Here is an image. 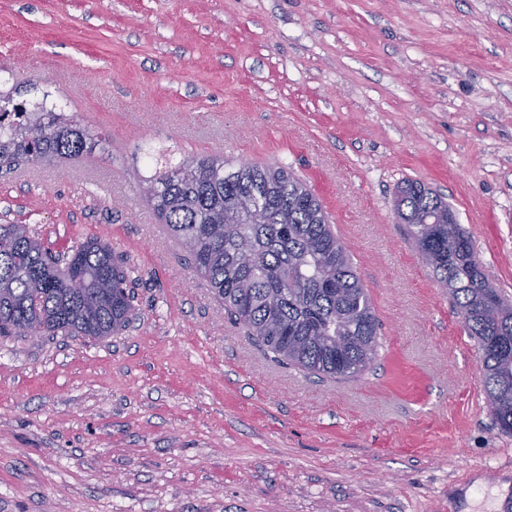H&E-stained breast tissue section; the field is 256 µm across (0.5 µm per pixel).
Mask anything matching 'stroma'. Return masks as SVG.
I'll use <instances>...</instances> for the list:
<instances>
[{"label":"stroma","mask_w":512,"mask_h":512,"mask_svg":"<svg viewBox=\"0 0 512 512\" xmlns=\"http://www.w3.org/2000/svg\"><path fill=\"white\" fill-rule=\"evenodd\" d=\"M0 68L90 157L0 169V224L131 268L103 341L0 338V512H458L512 474L473 341L394 211L445 197L512 301V0H0ZM290 167L353 253L379 356L334 382L235 327L140 194L148 147Z\"/></svg>","instance_id":"1"}]
</instances>
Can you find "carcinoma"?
I'll use <instances>...</instances> for the list:
<instances>
[{
	"label": "carcinoma",
	"mask_w": 512,
	"mask_h": 512,
	"mask_svg": "<svg viewBox=\"0 0 512 512\" xmlns=\"http://www.w3.org/2000/svg\"><path fill=\"white\" fill-rule=\"evenodd\" d=\"M0 90V166L93 154L102 134L66 109ZM140 192L185 248L191 266L233 322L275 360L331 380L365 372L378 356V320L350 251L307 183L284 167L214 157L155 156ZM397 213L474 341L486 406L512 436V304L482 273L474 242L445 199L418 181L398 187ZM122 258L90 238L61 256L26 224H0V336L64 333L103 341L137 316Z\"/></svg>",
	"instance_id": "cac0c4a2"
}]
</instances>
